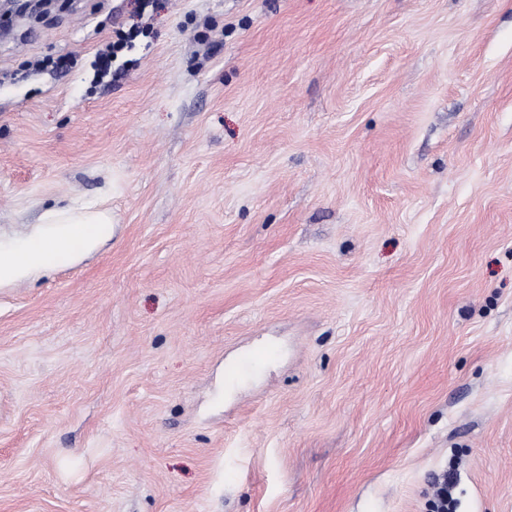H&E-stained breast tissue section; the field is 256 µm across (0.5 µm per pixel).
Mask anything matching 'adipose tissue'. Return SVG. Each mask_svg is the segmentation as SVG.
I'll return each instance as SVG.
<instances>
[{"mask_svg": "<svg viewBox=\"0 0 512 512\" xmlns=\"http://www.w3.org/2000/svg\"><path fill=\"white\" fill-rule=\"evenodd\" d=\"M111 222V213L102 209H46L28 237L0 239V284L35 274L56 258L94 246L108 233Z\"/></svg>", "mask_w": 512, "mask_h": 512, "instance_id": "ef3b65f1", "label": "adipose tissue"}]
</instances>
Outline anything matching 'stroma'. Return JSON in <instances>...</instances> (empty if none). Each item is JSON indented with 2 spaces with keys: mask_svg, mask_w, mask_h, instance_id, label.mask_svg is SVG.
Returning a JSON list of instances; mask_svg holds the SVG:
<instances>
[{
  "mask_svg": "<svg viewBox=\"0 0 512 512\" xmlns=\"http://www.w3.org/2000/svg\"><path fill=\"white\" fill-rule=\"evenodd\" d=\"M137 9L0 21V512H512V0ZM126 37L121 36L117 41L108 40L101 48L96 50L93 67L96 77L102 82L112 75V63L118 58L119 53L124 49ZM28 237L2 240L0 236V285L42 270L58 257L93 247L108 231L112 215L90 207L46 209ZM453 479L446 471L438 478L435 497L430 502L431 512H456L457 502L452 494Z\"/></svg>",
  "mask_w": 512,
  "mask_h": 512,
  "instance_id": "1",
  "label": "stroma"
}]
</instances>
